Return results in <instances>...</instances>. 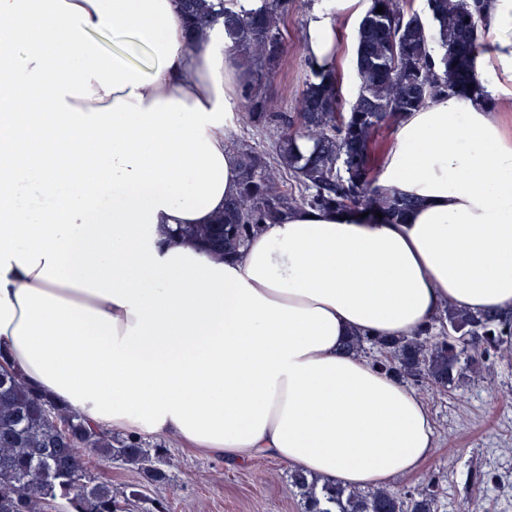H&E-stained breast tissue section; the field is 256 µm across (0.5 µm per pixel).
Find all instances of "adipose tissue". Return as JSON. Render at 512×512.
<instances>
[{
    "mask_svg": "<svg viewBox=\"0 0 512 512\" xmlns=\"http://www.w3.org/2000/svg\"><path fill=\"white\" fill-rule=\"evenodd\" d=\"M489 102L396 125L402 220L304 208L223 258L178 237L237 193L225 114L246 73L179 0H0V353L86 420L246 464L387 486L436 446L424 400L344 352L447 306L512 311V0H487ZM307 55L337 66L332 17Z\"/></svg>",
    "mask_w": 512,
    "mask_h": 512,
    "instance_id": "ef3b65f1",
    "label": "adipose tissue"
}]
</instances>
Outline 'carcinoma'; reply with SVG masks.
<instances>
[{
  "mask_svg": "<svg viewBox=\"0 0 512 512\" xmlns=\"http://www.w3.org/2000/svg\"><path fill=\"white\" fill-rule=\"evenodd\" d=\"M181 5L194 37H203L221 20L241 58L255 65V82L243 91L249 111L240 119L266 130L270 140L264 151L233 143L239 192L224 203L215 223L180 229V235L217 251L239 250L263 225L301 207L366 213L371 220L379 212L386 222L399 220L414 202L376 186L371 154L380 130L440 95L489 100L471 65L481 47L483 0H425L421 13L411 0H372L356 34V96L341 109L337 73L314 69L294 119L274 111L260 90L286 52L280 0H261L256 9L245 8L241 0H181ZM380 6L384 12L378 14ZM508 335L511 312L450 309L412 338L358 334L346 348L362 354L376 346L386 354L380 367L451 388L483 355L500 349ZM96 461L136 467L145 488L168 479L165 448L88 424L1 360L0 512H42L57 501L67 503L63 512H127L141 492L126 495L92 480L80 491L73 489L72 478L88 476ZM289 483L304 512H436V494L429 487L407 495L388 488H346L321 483L298 468L289 473Z\"/></svg>",
  "mask_w": 512,
  "mask_h": 512,
  "instance_id": "cac0c4a2",
  "label": "carcinoma"
}]
</instances>
